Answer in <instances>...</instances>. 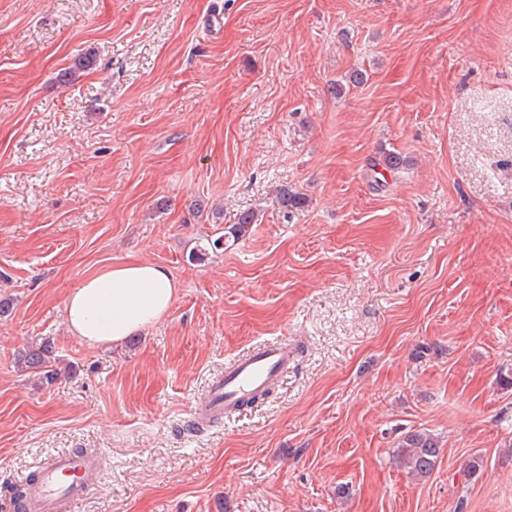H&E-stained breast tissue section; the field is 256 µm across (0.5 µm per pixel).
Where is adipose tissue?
<instances>
[{
	"label": "adipose tissue",
	"instance_id": "1",
	"mask_svg": "<svg viewBox=\"0 0 512 512\" xmlns=\"http://www.w3.org/2000/svg\"><path fill=\"white\" fill-rule=\"evenodd\" d=\"M177 291L172 276L147 262L86 276L65 300L68 328L91 347L120 344L162 319Z\"/></svg>",
	"mask_w": 512,
	"mask_h": 512
}]
</instances>
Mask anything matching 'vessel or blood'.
<instances>
[{
	"instance_id": "b4317fda",
	"label": "vessel or blood",
	"mask_w": 512,
	"mask_h": 512,
	"mask_svg": "<svg viewBox=\"0 0 512 512\" xmlns=\"http://www.w3.org/2000/svg\"><path fill=\"white\" fill-rule=\"evenodd\" d=\"M294 360L284 343L257 346L230 361L223 374L213 380L205 398L197 403L195 416L210 422L235 413L255 394L279 384ZM100 475L99 460L87 453H57L37 467V481L30 501L19 504V512H71L84 498L90 483Z\"/></svg>"
}]
</instances>
